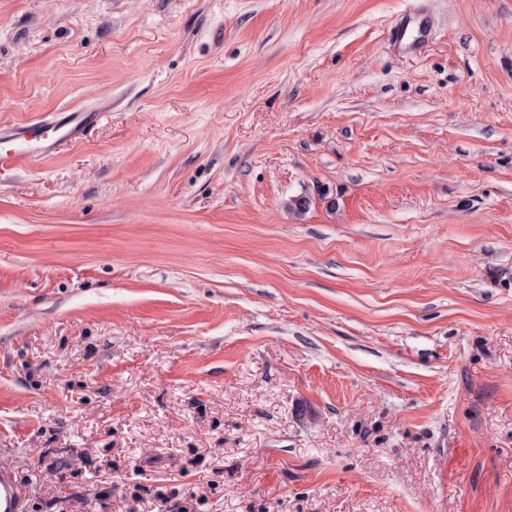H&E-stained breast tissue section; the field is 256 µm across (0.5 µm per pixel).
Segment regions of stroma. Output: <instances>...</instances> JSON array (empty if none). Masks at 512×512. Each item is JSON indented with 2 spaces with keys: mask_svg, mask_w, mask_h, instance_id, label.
I'll list each match as a JSON object with an SVG mask.
<instances>
[{
  "mask_svg": "<svg viewBox=\"0 0 512 512\" xmlns=\"http://www.w3.org/2000/svg\"><path fill=\"white\" fill-rule=\"evenodd\" d=\"M420 4L0 0V126L102 111L0 167L24 512H512V0ZM412 26L416 32L412 41L406 43V37L409 27ZM430 36V24L428 18L416 8H409L400 25L390 31L391 40L398 47L408 51H416L419 47L428 42Z\"/></svg>",
  "mask_w": 512,
  "mask_h": 512,
  "instance_id": "obj_1",
  "label": "stroma"
}]
</instances>
